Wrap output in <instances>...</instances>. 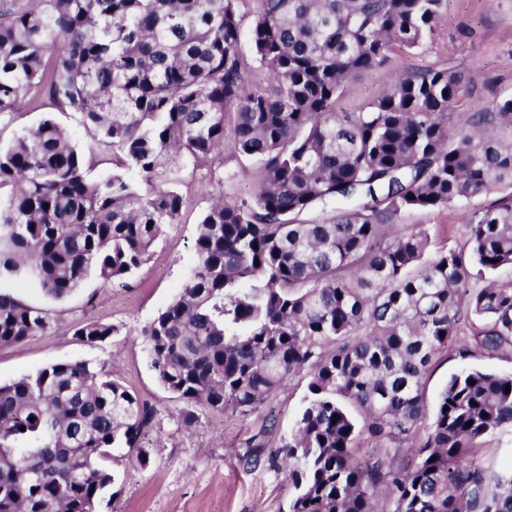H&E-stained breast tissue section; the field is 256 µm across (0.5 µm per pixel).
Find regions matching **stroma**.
Returning a JSON list of instances; mask_svg holds the SVG:
<instances>
[{"mask_svg": "<svg viewBox=\"0 0 512 512\" xmlns=\"http://www.w3.org/2000/svg\"><path fill=\"white\" fill-rule=\"evenodd\" d=\"M452 68L467 76L455 109L458 126L470 115L490 108L512 92V0H447L430 36L406 52L391 48L386 64L351 82L337 99L336 109L351 112L384 93L398 78L424 68ZM52 117L91 165V178L112 172L108 157L89 152L90 134L77 114L51 104L0 118V148H6L44 117ZM254 162L224 152L220 162L191 166L181 173L178 190L187 199L179 224L154 246L149 259L126 285L89 276L70 295L48 296L32 278L5 280L0 289L27 305L45 309L52 323L45 333L20 343L0 346V384L37 371L56 361H86L106 366L115 378L154 410L148 436L150 462L141 467L127 457L112 462L115 483L101 512H288L294 488L282 464L246 459L252 446L278 447L291 433L304 405L307 378L293 379L259 409L243 414L228 409L217 416L199 412L184 425L183 402L166 391L150 366L140 329L179 291L197 264L196 227L212 195L225 200L250 198ZM401 224L426 225L436 241L461 243L463 211H409ZM92 318L117 326L106 343L89 346L75 340L77 323ZM466 368L511 373L512 357L491 356L472 349L439 354L425 379L428 409H435L449 377Z\"/></svg>", "mask_w": 512, "mask_h": 512, "instance_id": "35a3bbf8", "label": "stroma"}]
</instances>
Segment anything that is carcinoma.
I'll use <instances>...</instances> for the list:
<instances>
[{"label":"carcinoma","mask_w":512,"mask_h":512,"mask_svg":"<svg viewBox=\"0 0 512 512\" xmlns=\"http://www.w3.org/2000/svg\"><path fill=\"white\" fill-rule=\"evenodd\" d=\"M240 2L0 0V117L46 98L148 186L90 178L43 118L0 149V187H13L0 281L33 275L57 299L93 272L123 284L180 223L184 164L226 149L254 160L251 198L219 193L197 226L196 268L139 332L184 422L198 408L252 411L304 375L293 432L268 456L288 467L289 512H512V469L474 459L484 438L512 436V374L452 375L429 421L423 396L436 355L460 342L512 355V280L470 287L512 268V93L459 129L464 76L426 68L337 112L392 46L420 47L445 0H259L250 41L266 86L239 53ZM328 204L329 219H304ZM450 208L464 210L462 247L397 224ZM50 322L0 290V345ZM117 332L84 320L74 336L96 345ZM153 419L89 362L1 384L0 512H100L115 451L149 464Z\"/></svg>","instance_id":"1"}]
</instances>
